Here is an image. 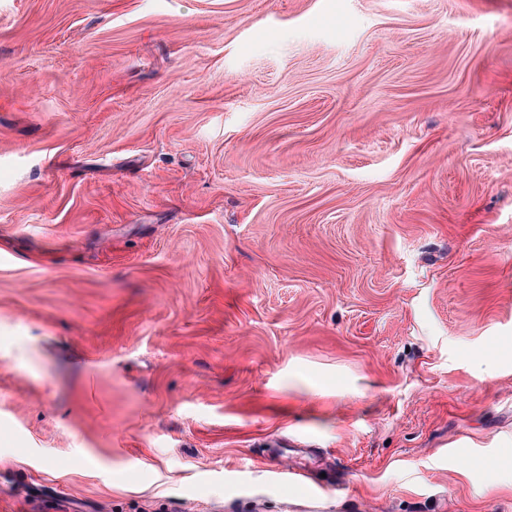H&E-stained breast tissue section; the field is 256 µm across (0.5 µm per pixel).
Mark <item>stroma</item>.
Masks as SVG:
<instances>
[{
    "mask_svg": "<svg viewBox=\"0 0 512 512\" xmlns=\"http://www.w3.org/2000/svg\"><path fill=\"white\" fill-rule=\"evenodd\" d=\"M510 246L512 0H0V512H512Z\"/></svg>",
    "mask_w": 512,
    "mask_h": 512,
    "instance_id": "obj_1",
    "label": "stroma"
}]
</instances>
